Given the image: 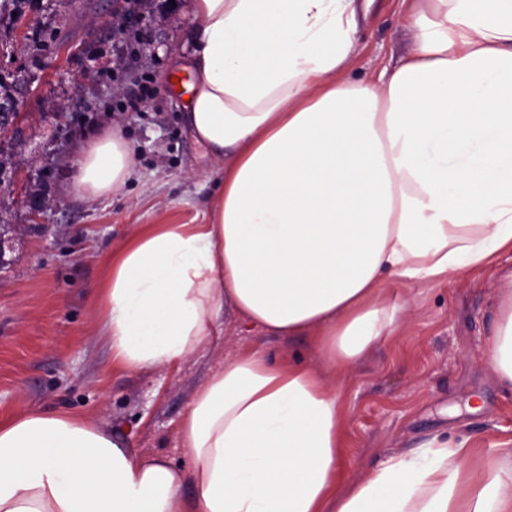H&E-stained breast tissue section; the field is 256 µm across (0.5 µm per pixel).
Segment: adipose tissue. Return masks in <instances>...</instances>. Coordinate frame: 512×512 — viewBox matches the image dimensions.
Returning <instances> with one entry per match:
<instances>
[{
  "label": "adipose tissue",
  "mask_w": 512,
  "mask_h": 512,
  "mask_svg": "<svg viewBox=\"0 0 512 512\" xmlns=\"http://www.w3.org/2000/svg\"><path fill=\"white\" fill-rule=\"evenodd\" d=\"M406 3L409 53L354 82L359 0H191L186 121L222 176L207 223L139 225L106 257L98 333L124 369H167L229 310L308 337L326 371L225 358L179 423L183 467L73 413L0 418V512H512V439L498 464L435 436L343 476L329 378L403 328L397 283L512 251V0ZM133 166L119 128L96 133L75 187L110 195ZM506 280L488 345L512 389Z\"/></svg>",
  "instance_id": "obj_1"
}]
</instances>
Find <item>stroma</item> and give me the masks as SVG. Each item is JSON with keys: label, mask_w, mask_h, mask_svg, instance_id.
Here are the masks:
<instances>
[{"label": "stroma", "mask_w": 512, "mask_h": 512, "mask_svg": "<svg viewBox=\"0 0 512 512\" xmlns=\"http://www.w3.org/2000/svg\"><path fill=\"white\" fill-rule=\"evenodd\" d=\"M134 9L122 30L112 16ZM31 29L56 23L65 55L39 60L0 56V72L32 76L19 109L24 182L0 187V225L21 224L8 265L0 269V416L30 409L77 413L136 453L185 460L178 424L195 387L225 357L252 348L270 357L320 362L308 338L246 330L232 312L224 332L178 366L132 372L111 366L97 334L94 287L104 257L139 224H201L217 173L186 123L185 96L170 78L189 39L187 0H34ZM401 0H373L358 28L348 76L361 81L405 57L411 35ZM117 125L135 149L134 174L112 195L82 199L74 162L90 135ZM49 201L39 227L23 204L29 193ZM512 271V252L482 271L460 270L434 284L405 282L406 325L370 347L335 380L346 414L344 464L362 479L387 456L415 451L433 436L466 438L480 457L497 455L512 437V390L490 358L487 334L495 299Z\"/></svg>", "instance_id": "obj_1"}]
</instances>
